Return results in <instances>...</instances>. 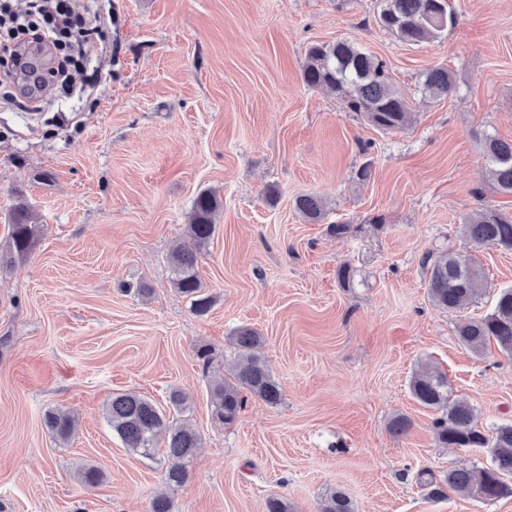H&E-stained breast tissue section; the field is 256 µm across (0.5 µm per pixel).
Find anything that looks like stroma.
Returning <instances> with one entry per match:
<instances>
[{
  "label": "stroma",
  "mask_w": 512,
  "mask_h": 512,
  "mask_svg": "<svg viewBox=\"0 0 512 512\" xmlns=\"http://www.w3.org/2000/svg\"><path fill=\"white\" fill-rule=\"evenodd\" d=\"M109 2L117 21L91 47L97 83L64 94L30 92L19 73L0 82L17 100L0 107V254L17 197L39 226L27 257L0 264V512H149L159 493L174 512H266L272 495L318 512L334 490L355 512H512V497L428 499L420 470L439 477L489 456L437 447V412L409 390L428 363L479 426L512 421V357L493 344L474 354L455 333L512 286V251L460 234L476 211L512 214L480 153L483 135L512 140V0H450L456 25L421 45L376 24L384 0ZM339 40L387 63L411 126L382 132L304 84L307 48ZM438 65L457 90L432 100L419 86ZM204 190L221 207L198 255L214 303L198 316L167 255ZM303 194L325 199L324 221L296 210ZM441 251L484 274L485 295L459 313L428 296L422 261ZM240 326L263 336L283 399H248L222 427L195 350L212 346L224 375ZM174 390L200 436L179 485L129 454L106 419L113 394L167 412ZM54 408L78 420L68 441L45 426ZM398 415L407 435L390 431ZM88 465L100 484L79 480Z\"/></svg>",
  "instance_id": "35a3bbf8"
}]
</instances>
